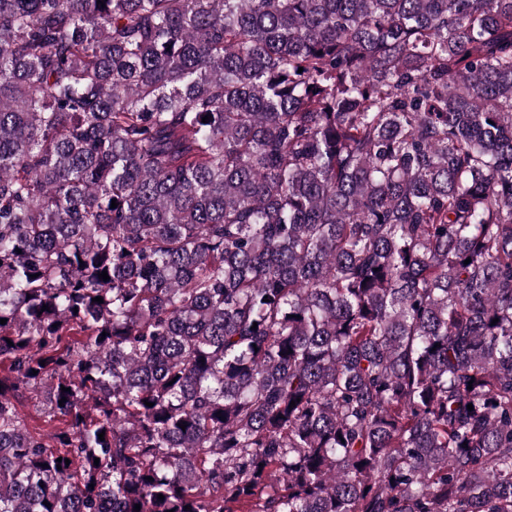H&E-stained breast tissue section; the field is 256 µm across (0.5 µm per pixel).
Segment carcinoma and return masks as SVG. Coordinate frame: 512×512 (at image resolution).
<instances>
[{"label":"carcinoma","instance_id":"obj_1","mask_svg":"<svg viewBox=\"0 0 512 512\" xmlns=\"http://www.w3.org/2000/svg\"><path fill=\"white\" fill-rule=\"evenodd\" d=\"M2 318L0 512H512V0H0ZM18 407L28 430L39 435L45 441H50L59 421H50L42 405L35 398H31L28 393L20 395Z\"/></svg>","mask_w":512,"mask_h":512}]
</instances>
